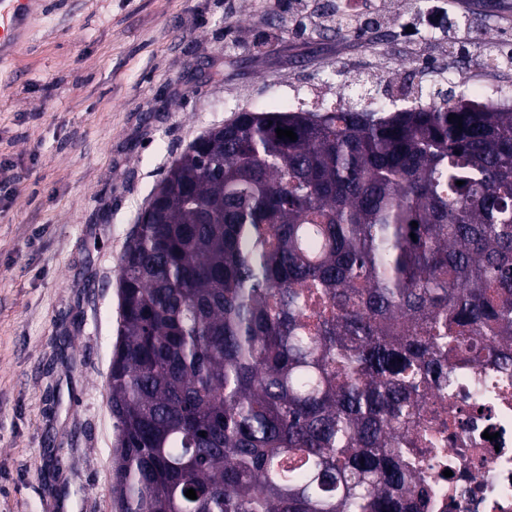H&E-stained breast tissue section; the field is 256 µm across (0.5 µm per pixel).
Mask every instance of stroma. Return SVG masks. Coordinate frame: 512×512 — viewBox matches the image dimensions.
<instances>
[{
    "label": "stroma",
    "instance_id": "1",
    "mask_svg": "<svg viewBox=\"0 0 512 512\" xmlns=\"http://www.w3.org/2000/svg\"><path fill=\"white\" fill-rule=\"evenodd\" d=\"M224 2L51 0L0 70V512H112L119 259L190 143L272 93L403 110L512 80L487 65L512 0H444L460 51L396 20L301 37L274 0Z\"/></svg>",
    "mask_w": 512,
    "mask_h": 512
}]
</instances>
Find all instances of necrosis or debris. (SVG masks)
Returning <instances> with one entry per match:
<instances>
[{"label":"necrosis or debris","mask_w":512,"mask_h":512,"mask_svg":"<svg viewBox=\"0 0 512 512\" xmlns=\"http://www.w3.org/2000/svg\"><path fill=\"white\" fill-rule=\"evenodd\" d=\"M406 461L425 512H512V368L456 361L416 407Z\"/></svg>","instance_id":"obj_1"}]
</instances>
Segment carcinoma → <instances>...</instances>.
I'll return each instance as SVG.
<instances>
[{"mask_svg": "<svg viewBox=\"0 0 512 512\" xmlns=\"http://www.w3.org/2000/svg\"><path fill=\"white\" fill-rule=\"evenodd\" d=\"M160 186L120 259L114 512H421L428 376L512 366V108L241 110Z\"/></svg>", "mask_w": 512, "mask_h": 512, "instance_id": "cac0c4a2", "label": "carcinoma"}]
</instances>
